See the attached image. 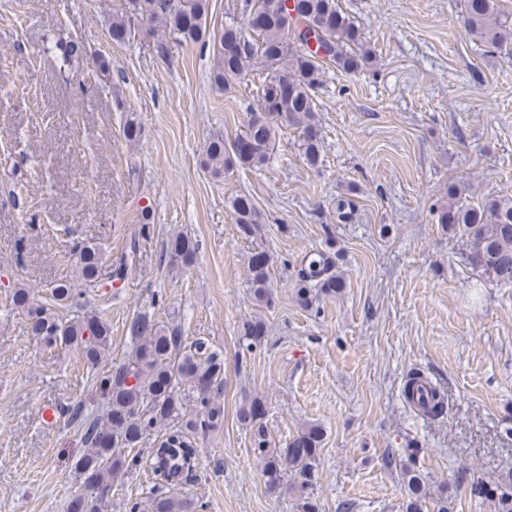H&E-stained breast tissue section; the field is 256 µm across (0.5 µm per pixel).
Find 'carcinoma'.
Masks as SVG:
<instances>
[{"label":"carcinoma","instance_id":"1","mask_svg":"<svg viewBox=\"0 0 512 512\" xmlns=\"http://www.w3.org/2000/svg\"><path fill=\"white\" fill-rule=\"evenodd\" d=\"M210 0H120L108 24L109 36L117 42L136 37L144 24L159 32L156 50L164 55L169 42L198 44L212 55L211 84L223 91L240 82L246 73L261 71L262 83L255 95L249 118L232 139L209 141L204 166L214 176L230 167L260 168L270 158L279 130L288 124L299 130L303 158L311 167L320 163V134L315 123L317 91L323 67L336 64L350 73L373 61L374 52L366 44L355 22L339 6L338 0H243L241 21H232L217 31L208 22ZM467 30L497 48L512 45V27L501 0H464ZM461 189L448 185V203L434 210L437 223L465 237L466 261L500 285L512 286V198L492 197L475 206L459 201ZM230 209L241 237L257 235L261 216L253 200L237 195ZM355 210L352 199L336 201V222H348ZM75 269L62 277L43 302L35 289L21 286L11 296L12 305L28 321V332L49 348L75 352L85 365L97 367L112 345L107 321L95 311L68 318L60 309L72 304L80 294L77 285L101 288L105 252L96 243L75 246ZM169 265L185 269L195 258V245L181 234L170 238ZM336 252L316 251L305 256L297 270L293 288L295 299L308 306L319 295L341 293L346 285ZM270 256L255 250L248 258L250 292L255 305L272 302ZM266 333L260 319L243 323L241 341L246 350L261 342ZM134 341L129 358L112 366L102 382L107 393V412L86 429L87 452L75 469L88 489L100 494L110 489L112 480L129 467L126 452L142 446L146 439L171 421L179 428L165 432L159 443L158 464L152 474L165 481L184 471L196 457L195 435L216 432L224 427V357L205 342L186 341L176 330L149 314L138 315L130 326ZM405 397L422 415L434 418L445 407V395L418 372L408 374ZM239 419L251 428L252 452L262 468L265 483L277 490L288 474L297 476L292 489L302 501V512H315L306 500L320 461L322 433L308 426L296 433L287 445L278 448L269 439L264 423V402L254 397L238 410ZM409 495L406 512H422L426 481L411 468L405 469ZM151 512H196L194 500L177 489L167 494L150 490ZM475 498L488 499L494 512H512V477L489 490L483 482L470 484Z\"/></svg>","mask_w":512,"mask_h":512}]
</instances>
